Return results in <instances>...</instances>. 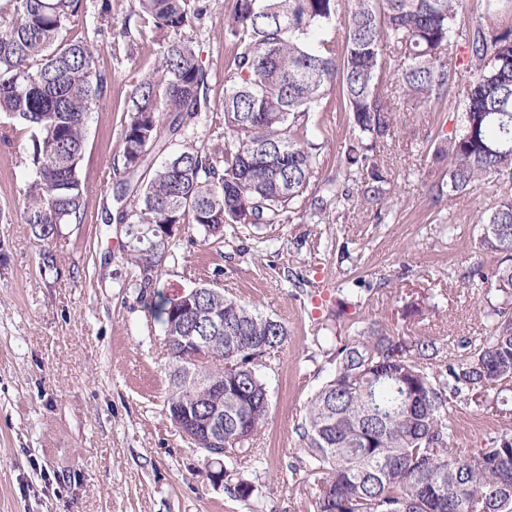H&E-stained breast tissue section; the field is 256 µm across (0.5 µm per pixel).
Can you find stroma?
Returning <instances> with one entry per match:
<instances>
[{"instance_id":"obj_1","label":"stroma","mask_w":512,"mask_h":512,"mask_svg":"<svg viewBox=\"0 0 512 512\" xmlns=\"http://www.w3.org/2000/svg\"><path fill=\"white\" fill-rule=\"evenodd\" d=\"M234 3L211 0L181 32L208 78V108L190 137L216 157L224 154L221 103L232 63L224 22ZM80 25L110 77L91 106L80 163L89 187L84 223L38 240L21 218L26 141L0 143V512H250L212 484L203 454L167 419L163 332L139 292L142 274L127 260L124 225L101 220L115 206L112 161L130 96L141 81L163 79L169 36L139 17L138 0H83ZM463 100L453 87L428 111L399 114L395 139L376 148L389 171V207L331 205L316 214L307 192L279 224L228 225L215 241L182 229L154 275L152 288L164 295L219 287L288 326L287 343L261 370L271 409L260 456L237 466L265 512H307L313 479L300 432L308 399L333 370L314 341L333 311L344 309L347 325L376 321L444 343L485 329L487 286L471 269L493 264L475 243L479 214L496 203L498 188L486 183L433 201L429 189L443 173L424 147L460 128ZM350 125L338 108L313 114V184L335 178ZM46 249L56 271L40 267ZM453 425L458 446L474 451L512 419L466 399Z\"/></svg>"}]
</instances>
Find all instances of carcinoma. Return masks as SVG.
<instances>
[{"mask_svg": "<svg viewBox=\"0 0 512 512\" xmlns=\"http://www.w3.org/2000/svg\"><path fill=\"white\" fill-rule=\"evenodd\" d=\"M0 30V110L12 123L10 142L27 135L31 173L23 211L34 236L48 241L62 224H82L87 185L79 176L91 105L108 85L96 50L78 31L82 0H14ZM139 16L176 37L160 59L164 80L147 79L132 93L130 122L113 159L117 210L105 224H125L127 257L149 273L170 254L168 224H192L207 237L227 224H278L307 191L315 145L307 138L323 99L339 90L352 116L345 166L321 190L336 207L389 204L387 168L374 150L396 136L397 112H422L466 83L463 122L434 148L446 167L448 191L465 195L493 179L504 191L481 213L479 250L496 264L473 276L488 284L485 335L454 353L426 336H403L374 323L354 336H315L335 363L308 401L302 439L313 477L311 512H512V433L470 454L456 446L451 410L467 397L511 415L512 394V27L457 28L464 0H235L225 21L234 45L225 77L224 165L185 138L207 100L206 72L178 34L206 14L209 0H138ZM463 44L466 61L452 66L449 50ZM165 156L160 166L154 156ZM203 316L181 313L174 299L149 306L163 332L195 341L224 337L205 360L174 350L168 366L166 413L191 402L204 419L219 404L224 431V479L230 496L249 501L255 485L227 465L251 456L265 426L270 396L260 368L287 342L288 327L250 309L219 288L200 286ZM224 378V388L203 381Z\"/></svg>", "mask_w": 512, "mask_h": 512, "instance_id": "cac0c4a2", "label": "carcinoma"}]
</instances>
